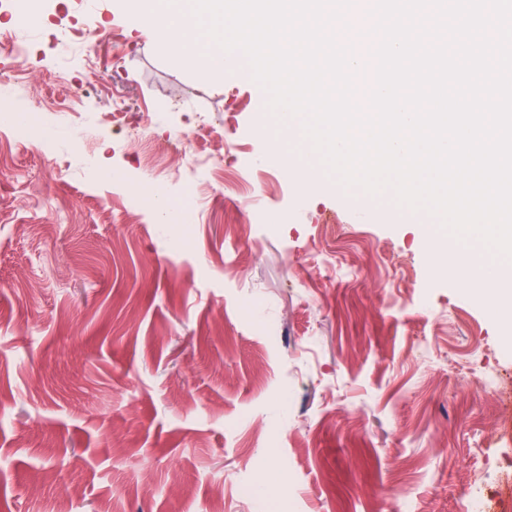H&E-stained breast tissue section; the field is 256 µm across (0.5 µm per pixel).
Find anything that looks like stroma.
I'll return each mask as SVG.
<instances>
[{
    "label": "stroma",
    "instance_id": "stroma-1",
    "mask_svg": "<svg viewBox=\"0 0 512 512\" xmlns=\"http://www.w3.org/2000/svg\"><path fill=\"white\" fill-rule=\"evenodd\" d=\"M42 13L0 11V76H20L0 106L46 123L0 136V512H259L247 484L304 512L499 496L512 421L484 384L512 383V320L436 269L433 216L269 165L250 73L191 70L119 12ZM62 27L94 34L95 66L60 68ZM184 136L220 161L198 190L154 155ZM155 185L195 219L159 222Z\"/></svg>",
    "mask_w": 512,
    "mask_h": 512
}]
</instances>
